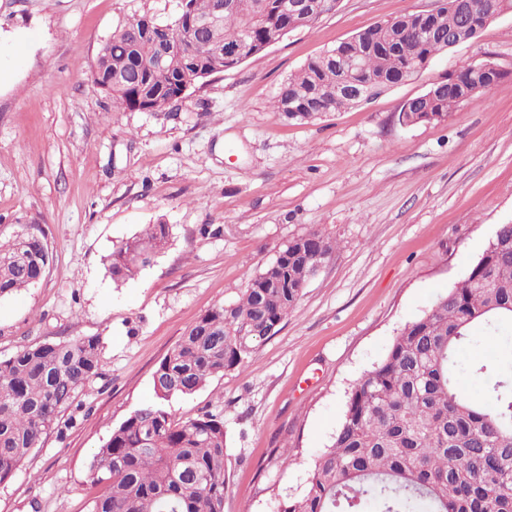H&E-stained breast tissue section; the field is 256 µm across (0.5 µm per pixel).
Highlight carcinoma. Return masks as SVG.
Masks as SVG:
<instances>
[{"mask_svg":"<svg viewBox=\"0 0 512 512\" xmlns=\"http://www.w3.org/2000/svg\"><path fill=\"white\" fill-rule=\"evenodd\" d=\"M279 0H224V19L193 31V43L165 45L146 26L125 21L102 45L92 78L125 112L156 108L168 114L183 90L231 69L302 25ZM217 0H181L172 30L209 17ZM462 20L443 3L424 18L409 12L376 24L310 59L282 84L275 111L300 122L357 103L346 91L370 85L377 98L413 79L450 45ZM241 49L229 60L221 52ZM475 73L463 66L431 84L424 100L402 111L448 119L476 93ZM171 235L168 224L116 246L108 258L115 280L151 264ZM333 242L317 231L288 240L249 280L241 297L196 320L153 373L158 401L141 406L112 429L89 464L101 488L90 512H224L227 439L224 419L206 413L175 420L165 401L190 396L247 361L295 309L306 271L326 260ZM49 253L29 232L0 244V297L37 283ZM512 325V224L494 237L464 278L395 336L383 360L350 388L331 443L310 464L304 493L278 512H336L374 504L379 512H512V380L487 363L467 364L463 346L482 327L488 335ZM101 342L84 336L24 346L0 359V484L59 424L79 391L100 374ZM495 377L488 397L461 388L466 376Z\"/></svg>","mask_w":512,"mask_h":512,"instance_id":"obj_1","label":"carcinoma"}]
</instances>
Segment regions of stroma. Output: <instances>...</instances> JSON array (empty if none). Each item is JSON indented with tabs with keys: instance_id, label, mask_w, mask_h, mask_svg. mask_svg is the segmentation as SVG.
<instances>
[{
	"instance_id": "1",
	"label": "stroma",
	"mask_w": 512,
	"mask_h": 512,
	"mask_svg": "<svg viewBox=\"0 0 512 512\" xmlns=\"http://www.w3.org/2000/svg\"><path fill=\"white\" fill-rule=\"evenodd\" d=\"M441 3L340 0L197 82L165 119L113 109L91 70L116 27L170 20L178 0H0V239L33 227L51 257L39 283L0 298V358L45 341L103 342L99 378L0 485V512H90L93 453L154 400L158 362L283 244L316 230L336 247L280 330L166 404L178 420L223 416L224 512H277L303 493L351 385L512 224V14L360 107L297 123L273 102L311 57ZM490 58L509 74L489 92L445 121L399 124L408 99ZM158 222L172 229L166 248L113 281V246Z\"/></svg>"
}]
</instances>
